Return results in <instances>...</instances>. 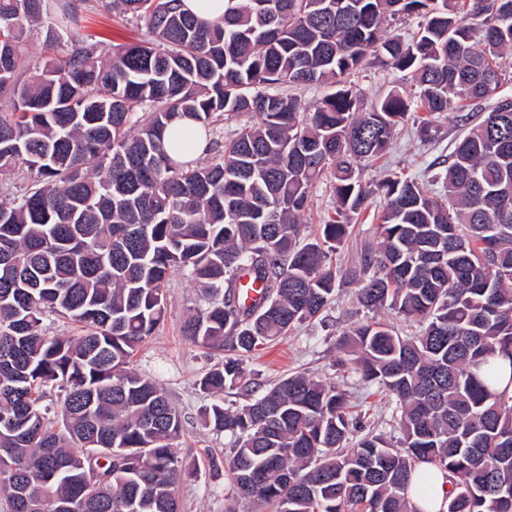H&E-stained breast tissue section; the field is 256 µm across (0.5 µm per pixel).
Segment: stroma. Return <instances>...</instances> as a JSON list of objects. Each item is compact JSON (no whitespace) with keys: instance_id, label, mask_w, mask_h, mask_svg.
<instances>
[{"instance_id":"stroma-1","label":"stroma","mask_w":512,"mask_h":512,"mask_svg":"<svg viewBox=\"0 0 512 512\" xmlns=\"http://www.w3.org/2000/svg\"><path fill=\"white\" fill-rule=\"evenodd\" d=\"M88 31L103 40L106 48H118L143 39V27L113 15L93 14ZM366 105H373L391 90L404 89L400 73L371 63L356 79ZM457 107H450L438 120V138L422 144L412 126H405L387 155L367 167L364 178L377 182L397 174L409 179H424L435 163L446 161L456 141L467 131ZM380 215L379 202H372L353 222L350 237L333 256L344 271L336 284V300L318 320L300 325L275 344L251 355L246 361L256 381L269 386L277 380L306 372L336 382L346 390L349 411L370 427L380 426L391 415L394 402L386 393L359 384L352 363L341 348L343 332L351 322L365 317L356 300L361 251L376 245L375 226ZM164 321L141 346L133 367L168 394L182 416V431L177 440L184 458L196 468L193 479L179 491L180 512H256L254 503L239 497L224 472L230 440L205 426L201 410L205 400L196 383L215 363L220 353L196 346L183 336L182 325L199 303L200 290L186 276L171 277L167 288Z\"/></svg>"}]
</instances>
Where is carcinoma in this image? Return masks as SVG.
I'll return each mask as SVG.
<instances>
[{
	"label": "carcinoma",
	"mask_w": 512,
	"mask_h": 512,
	"mask_svg": "<svg viewBox=\"0 0 512 512\" xmlns=\"http://www.w3.org/2000/svg\"><path fill=\"white\" fill-rule=\"evenodd\" d=\"M87 0H0V500L8 512H179L190 467L179 411L131 367L166 314L176 272L200 288L183 333L224 352L198 382L205 425L232 440L225 472L272 512H414L416 464L448 472L446 512H512V0H224L204 22L183 0H95L151 38L113 51L82 32ZM416 16L410 39L385 23ZM44 33L41 64L21 56ZM406 73L371 109L351 76L370 57ZM329 83L305 105L284 88ZM495 98L433 180L363 182L410 111L420 139L452 100ZM212 161L178 158L189 117ZM332 175L335 216L306 241L301 214ZM381 203L358 303L418 327L345 329L361 384L393 398L358 439L347 393L290 375L261 393L245 358L335 299L331 253L352 216ZM262 286L247 303L245 281ZM57 316L74 335L47 332ZM248 393L224 405V394ZM97 468L104 479L87 489Z\"/></svg>",
	"instance_id": "obj_1"
}]
</instances>
